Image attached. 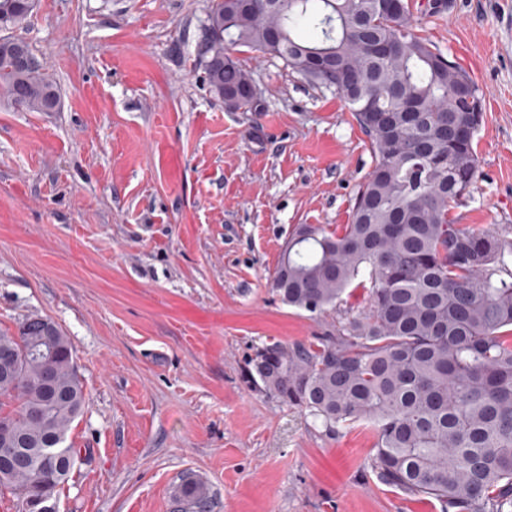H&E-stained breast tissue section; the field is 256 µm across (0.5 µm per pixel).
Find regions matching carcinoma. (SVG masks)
<instances>
[{"label": "carcinoma", "instance_id": "carcinoma-1", "mask_svg": "<svg viewBox=\"0 0 512 512\" xmlns=\"http://www.w3.org/2000/svg\"><path fill=\"white\" fill-rule=\"evenodd\" d=\"M374 0H211L199 53L211 91L255 111L253 83L228 53L274 55L307 82L335 89L369 137L372 170L339 232L299 224L272 279L280 300L312 316L349 288L368 307L320 344H272L256 354L254 386L301 408L329 435L375 426L372 467L387 486L441 503L443 512H512V230L477 233L451 209L478 172L483 112L473 80L417 31L411 4L391 16ZM33 0H0V28L22 27ZM329 53L334 71L311 63ZM30 46L0 38V102L55 110L59 94ZM372 100L374 110L360 111ZM87 404L68 336L32 316L0 332V448L20 460L0 486L30 503L55 497L81 450L68 431ZM52 444L67 458L53 465ZM188 474L178 512H210Z\"/></svg>", "mask_w": 512, "mask_h": 512}]
</instances>
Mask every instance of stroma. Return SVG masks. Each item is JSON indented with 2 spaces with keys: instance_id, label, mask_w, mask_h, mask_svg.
Segmentation results:
<instances>
[{
  "instance_id": "35a3bbf8",
  "label": "stroma",
  "mask_w": 512,
  "mask_h": 512,
  "mask_svg": "<svg viewBox=\"0 0 512 512\" xmlns=\"http://www.w3.org/2000/svg\"><path fill=\"white\" fill-rule=\"evenodd\" d=\"M434 2L418 33L483 94L452 214L512 227V0ZM209 6L36 0L12 32L59 105H0V331L51 319L88 397L57 510L175 512L190 473L211 512H441L379 481L371 425L327 435L248 380L257 350L365 309L358 289L314 317L271 281L296 225L349 223L373 160L349 106L271 55L233 49L261 107L227 109L198 57Z\"/></svg>"
}]
</instances>
